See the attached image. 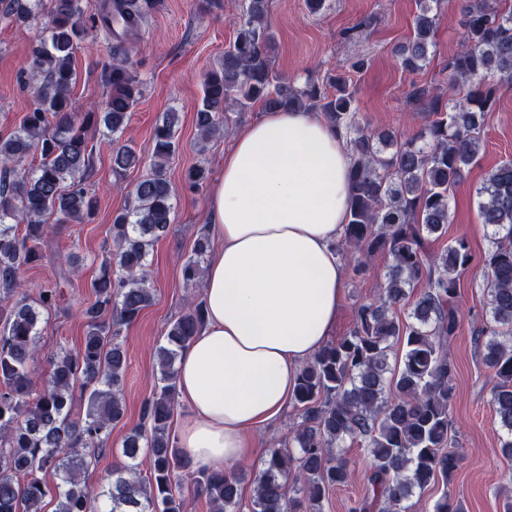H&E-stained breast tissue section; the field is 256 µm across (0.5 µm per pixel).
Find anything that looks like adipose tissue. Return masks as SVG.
I'll list each match as a JSON object with an SVG mask.
<instances>
[{"mask_svg": "<svg viewBox=\"0 0 512 512\" xmlns=\"http://www.w3.org/2000/svg\"><path fill=\"white\" fill-rule=\"evenodd\" d=\"M352 164L317 112H265L225 152L208 201L218 246L204 283L207 325L182 350L175 380L188 409L178 445L195 467L253 459L257 432L280 419L300 366L328 342Z\"/></svg>", "mask_w": 512, "mask_h": 512, "instance_id": "obj_1", "label": "adipose tissue"}]
</instances>
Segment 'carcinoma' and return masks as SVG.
<instances>
[{
  "instance_id": "1",
  "label": "carcinoma",
  "mask_w": 512,
  "mask_h": 512,
  "mask_svg": "<svg viewBox=\"0 0 512 512\" xmlns=\"http://www.w3.org/2000/svg\"><path fill=\"white\" fill-rule=\"evenodd\" d=\"M51 19L32 49L29 68L42 77L34 107L8 136L0 137V512H44L48 473L58 480L53 512H188L180 490L189 481L214 512L236 509L241 476L232 469L201 470L171 437L177 404L180 351L205 326L203 302H191L172 320L157 348L159 377L145 401L147 431L121 443L122 460L98 487L85 480L110 445L112 428L125 414L122 381L126 353L121 326L134 322L152 300L149 256L168 235L174 209L166 163L176 150L178 116L156 122L149 157L126 144L112 151L117 175L144 165L132 187V203L113 218L112 242L91 282L92 304L81 310L85 336L79 347L46 355L48 370L36 385L43 315L62 309L57 288L30 297L25 268L51 256L71 263L49 243L57 224H82L95 210L87 182L94 173L92 129L117 141L142 96L127 43L141 32L157 0H52ZM441 0H417L411 35L396 47L409 73L429 63ZM42 0H0V16L36 21ZM268 0H245L236 36L207 72L196 122L204 142L216 135L230 111L255 105L320 112L342 134L353 154L349 217L336 243L360 275L368 260L392 259L374 299L355 310L349 334L327 343L302 366L292 397L298 421L269 449L254 477L251 512H322L326 494L350 475L345 449H368L366 490L352 512H411L415 493L443 485L433 512H464L448 496V480L462 461L450 416L456 363L450 348L459 327L456 304L461 273L474 262L465 239L429 253L450 222L449 198L475 162L482 133L498 101L500 85L512 84V4L508 0H461L465 39L448 58V97L412 86L409 97L424 105L422 128L411 139L371 133L360 117L347 71L360 72L367 58L360 34L374 18L344 31L348 69L297 85L273 70L267 50L274 35L266 22ZM112 37V61L103 71L107 95L83 114L75 112L73 60L89 31ZM468 86L462 98L454 94ZM480 224L491 230L490 248L479 257L485 276L486 324L475 338L493 375L490 403L501 435V453L512 461V159L492 169L477 188ZM199 236L182 270L190 284L202 277L209 253ZM124 275L112 279V257ZM421 293L407 318L400 307ZM399 364L390 367L394 347ZM85 413H75L78 403ZM149 471L142 472L143 461Z\"/></svg>"
}]
</instances>
